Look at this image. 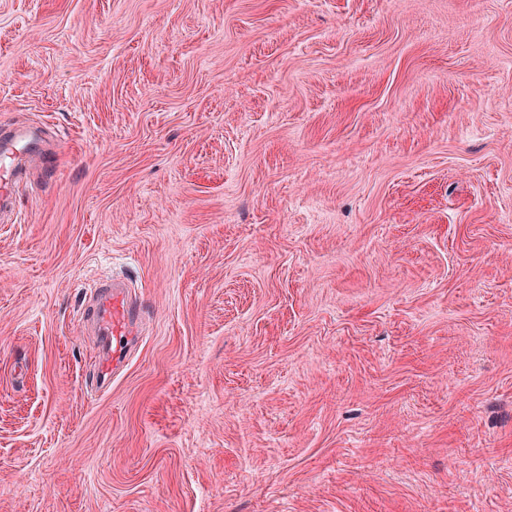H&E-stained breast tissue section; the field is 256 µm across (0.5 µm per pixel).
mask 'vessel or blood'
Segmentation results:
<instances>
[{
    "label": "vessel or blood",
    "mask_w": 512,
    "mask_h": 512,
    "mask_svg": "<svg viewBox=\"0 0 512 512\" xmlns=\"http://www.w3.org/2000/svg\"><path fill=\"white\" fill-rule=\"evenodd\" d=\"M50 160L39 131L1 128L0 209L15 200L28 166ZM146 313L144 304L121 277L106 278L92 287L85 321L100 343L97 380L101 388H108L113 373L124 365Z\"/></svg>",
    "instance_id": "b4317fda"
}]
</instances>
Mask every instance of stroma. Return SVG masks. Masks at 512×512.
<instances>
[{
    "label": "stroma",
    "mask_w": 512,
    "mask_h": 512,
    "mask_svg": "<svg viewBox=\"0 0 512 512\" xmlns=\"http://www.w3.org/2000/svg\"><path fill=\"white\" fill-rule=\"evenodd\" d=\"M0 125V512H512V0H0ZM45 140L32 129H0V211L16 200V191L22 183L26 168L38 162L50 163ZM91 288L85 321L100 343L96 374L100 387L106 389L112 384V374L127 360L147 310L119 276Z\"/></svg>",
    "instance_id": "35a3bbf8"
}]
</instances>
